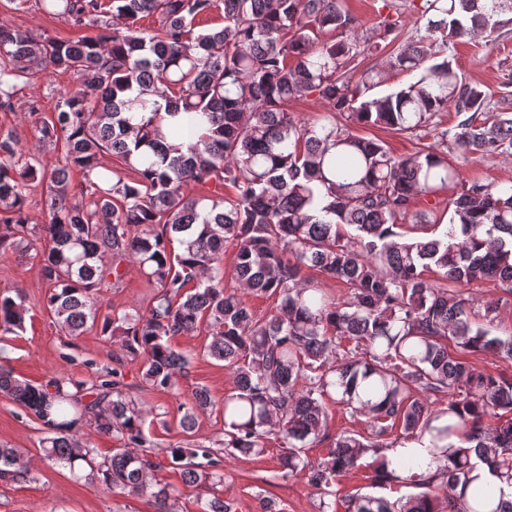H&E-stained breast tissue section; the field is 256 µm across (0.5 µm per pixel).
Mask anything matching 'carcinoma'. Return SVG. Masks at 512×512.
I'll return each mask as SVG.
<instances>
[{
	"instance_id": "obj_1",
	"label": "carcinoma",
	"mask_w": 512,
	"mask_h": 512,
	"mask_svg": "<svg viewBox=\"0 0 512 512\" xmlns=\"http://www.w3.org/2000/svg\"><path fill=\"white\" fill-rule=\"evenodd\" d=\"M224 7V26L196 19ZM38 9L93 35L64 40L0 25V109L48 69L83 87L58 98L36 127L54 161L30 155L13 130L0 131V256L31 252L47 291L43 306L70 336L94 327L142 358L145 387L172 391L189 358L170 338L201 331L207 353L233 370L224 397V438L158 447L140 403L114 369L92 384L52 377L21 381L0 367V393L43 426L48 459L114 495L146 496L154 512H178L177 488L152 479L167 462L185 486H206L200 512H234L224 499V459L262 455L282 441L281 477L319 492V512H337V478L371 459L373 487L414 494H348L345 512H512L497 498L512 488V375L477 370L469 356L512 360V333L492 334L499 300L480 305L462 287L492 281L512 294V183L463 178L461 160L512 150V114L491 112L488 95L463 82L434 46L512 25V0H424L425 34L394 50V70L415 81L370 96L373 69L355 58L379 49L380 32L360 33L345 0H38ZM156 26H137L143 17ZM315 95L333 117L302 122L288 105ZM467 117L446 148L397 156L353 134L334 114L412 132L438 112ZM150 117L132 123L133 114ZM177 118L170 139L157 129ZM113 154L122 167L101 165ZM82 174L72 183L73 171ZM191 183L213 187L187 198ZM231 185L233 194H224ZM41 187L48 219L32 223L29 198ZM453 188L451 213L431 236L406 238L411 203ZM236 249L233 276L274 299L260 316L224 289V247ZM135 263L154 288L145 312L108 309L99 291ZM435 267L441 278L424 272ZM345 283L342 299L307 274ZM25 297L0 295V333L24 329ZM214 406L196 390L181 405L182 432ZM364 431L329 434L330 407ZM89 429L120 447L102 460L80 439ZM330 441L314 463L305 449ZM415 443L391 467L387 453ZM485 465L496 479L468 488ZM16 448L0 446V480L26 481Z\"/></svg>"
}]
</instances>
